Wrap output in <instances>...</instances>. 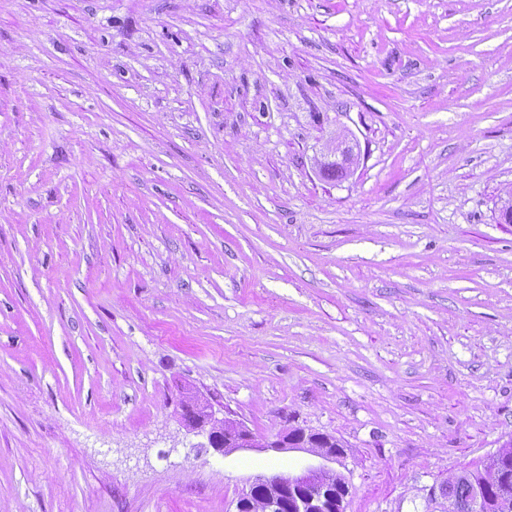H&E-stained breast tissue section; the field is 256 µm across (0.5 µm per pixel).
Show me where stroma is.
I'll return each instance as SVG.
<instances>
[{"instance_id":"35a3bbf8","label":"stroma","mask_w":512,"mask_h":512,"mask_svg":"<svg viewBox=\"0 0 512 512\" xmlns=\"http://www.w3.org/2000/svg\"><path fill=\"white\" fill-rule=\"evenodd\" d=\"M350 134L342 180L315 159ZM512 0H0V512H345L512 439ZM182 420L188 431L206 436L207 444L223 455L249 448H271L276 451H298L308 454L298 470L274 472L257 477L236 501L237 512H253L255 489L261 486L267 512H336L327 511L325 501L336 496L335 485L339 474L330 466L336 464V441L329 448L322 447V434L303 427H290L273 438L254 434L244 423L217 419L204 408L190 405L182 408ZM336 445V446H333ZM336 478V481H335ZM257 499L256 511L264 512Z\"/></svg>"}]
</instances>
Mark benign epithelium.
Returning a JSON list of instances; mask_svg holds the SVG:
<instances>
[{"label": "benign epithelium", "mask_w": 512, "mask_h": 512, "mask_svg": "<svg viewBox=\"0 0 512 512\" xmlns=\"http://www.w3.org/2000/svg\"><path fill=\"white\" fill-rule=\"evenodd\" d=\"M336 157V163L351 172L359 162L357 143L348 137L321 154L320 161ZM184 426L206 436L200 448H212L223 455L249 448L298 451L309 455L295 471L274 472L257 477L236 501L237 512H254L256 487L265 490L266 512H327L325 501L336 496L339 474L331 467L337 462L336 449L322 446V434L303 427H290L274 437L254 434L244 423L217 419L207 410L192 405L182 408Z\"/></svg>", "instance_id": "7a95c632"}]
</instances>
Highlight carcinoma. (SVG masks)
Returning a JSON list of instances; mask_svg holds the SVG:
<instances>
[{"mask_svg": "<svg viewBox=\"0 0 512 512\" xmlns=\"http://www.w3.org/2000/svg\"><path fill=\"white\" fill-rule=\"evenodd\" d=\"M495 466L464 470L442 488L454 512H472L477 494H482L488 512H512V441L498 449Z\"/></svg>", "mask_w": 512, "mask_h": 512, "instance_id": "carcinoma-1", "label": "carcinoma"}]
</instances>
